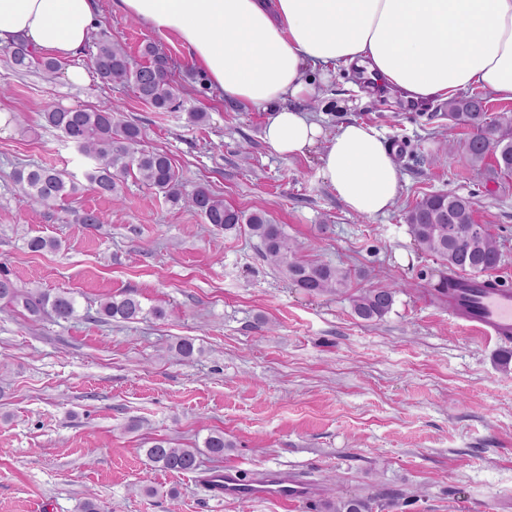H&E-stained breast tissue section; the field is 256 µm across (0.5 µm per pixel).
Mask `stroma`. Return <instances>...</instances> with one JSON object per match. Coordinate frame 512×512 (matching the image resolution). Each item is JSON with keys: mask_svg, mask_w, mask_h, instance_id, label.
Listing matches in <instances>:
<instances>
[{"mask_svg": "<svg viewBox=\"0 0 512 512\" xmlns=\"http://www.w3.org/2000/svg\"><path fill=\"white\" fill-rule=\"evenodd\" d=\"M98 30L138 55L144 40L168 54L183 102L155 111L131 87L102 86L94 44L78 63L84 83L14 71L0 48V110L25 116L0 134V263L21 288L74 293L80 316L33 319L0 312V512H313L330 494L373 496L374 512H512V362L448 316L435 286L446 269L420 252L405 223L422 197H470L477 223L497 235L512 270V179L478 178L449 131L440 102L414 110L398 92L365 96L359 72H340L307 107L326 133L344 121L374 127L395 150L399 196L375 217L351 212L319 173L317 154L279 157L264 142L266 112L225 105L187 51L100 0ZM119 104L144 146L167 152L186 187L208 184L225 203L260 207L282 224L307 261L350 270L352 291L398 282L392 311L365 321L348 294H305L259 253L245 231L226 232L128 180L101 195L83 176L90 162L41 114L54 107ZM208 119L188 126L187 113ZM456 151H449V142ZM81 179L75 200L32 205L15 184L20 165ZM102 216L88 227L76 211ZM58 239L33 253L30 238ZM136 292L164 320L93 321L100 300ZM190 337L202 352L179 360ZM232 443L223 459L201 455L197 471L172 474L146 460L152 439L202 446L212 431ZM239 466L246 478L276 470L309 484L292 510L272 501L204 492V473ZM157 488L148 497L143 487ZM177 497H170V490Z\"/></svg>", "mask_w": 512, "mask_h": 512, "instance_id": "stroma-1", "label": "stroma"}]
</instances>
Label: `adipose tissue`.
<instances>
[{"instance_id": "adipose-tissue-1", "label": "adipose tissue", "mask_w": 512, "mask_h": 512, "mask_svg": "<svg viewBox=\"0 0 512 512\" xmlns=\"http://www.w3.org/2000/svg\"><path fill=\"white\" fill-rule=\"evenodd\" d=\"M187 49L225 103L268 114L263 139L283 158L318 152L320 174L352 212H388L400 191L394 151L373 127L340 123L326 134L304 102L341 69L419 106L477 88L512 101V0H112ZM97 0H0V47L24 39L74 66Z\"/></svg>"}]
</instances>
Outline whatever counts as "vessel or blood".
Listing matches in <instances>:
<instances>
[{
  "label": "vessel or blood",
  "instance_id": "b4317fda",
  "mask_svg": "<svg viewBox=\"0 0 512 512\" xmlns=\"http://www.w3.org/2000/svg\"><path fill=\"white\" fill-rule=\"evenodd\" d=\"M457 285L448 292V314L458 323L475 330L482 337L501 344L512 342V287L502 280L487 283L486 279L459 276ZM224 497L277 499L296 502L308 499L309 488L301 482L270 478L261 481L240 477L238 469L224 470Z\"/></svg>",
  "mask_w": 512,
  "mask_h": 512
}]
</instances>
